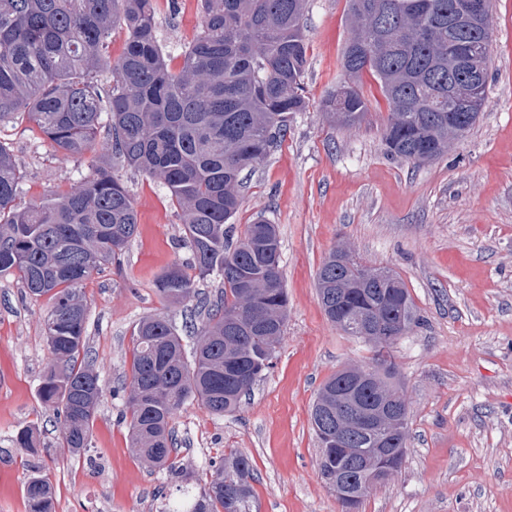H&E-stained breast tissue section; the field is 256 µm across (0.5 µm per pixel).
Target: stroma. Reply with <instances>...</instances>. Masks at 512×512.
<instances>
[{"instance_id": "1", "label": "stroma", "mask_w": 512, "mask_h": 512, "mask_svg": "<svg viewBox=\"0 0 512 512\" xmlns=\"http://www.w3.org/2000/svg\"><path fill=\"white\" fill-rule=\"evenodd\" d=\"M156 0L162 46L177 59L201 21L198 0ZM306 110L294 113L280 145L247 174L233 237L265 218L278 227L288 319L271 368L239 411L212 415L187 401L174 430L175 471L148 470L128 441L130 353L138 322L164 313L185 344L199 325L155 282L187 264L179 213L168 190L125 165L138 232L121 269L105 265L81 285L90 307L86 359L104 397L89 446L77 458L56 452L60 418L39 397L51 364L43 323L47 298L33 299L0 277V512H27L24 487L35 465L55 487L53 512H165L184 488L201 491L225 455L253 465L252 512H342L317 467L313 400L324 381L371 352L342 335L317 297V273L344 246L406 283L420 317L392 354L408 401L401 468L363 501L360 512H512V0H492L487 101L448 151L413 164L387 154L389 108L363 72L367 102L356 126L332 123L323 102L344 79L348 0H308ZM0 144L18 159L20 204L66 192L92 170V157L66 158L42 139L27 113L0 124ZM33 431L37 453L18 448Z\"/></svg>"}]
</instances>
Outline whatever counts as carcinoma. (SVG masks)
<instances>
[{"label": "carcinoma", "instance_id": "carcinoma-1", "mask_svg": "<svg viewBox=\"0 0 512 512\" xmlns=\"http://www.w3.org/2000/svg\"><path fill=\"white\" fill-rule=\"evenodd\" d=\"M306 0H200L201 23L171 66L157 36L154 0H0V122L26 112L46 141L74 158L102 149L92 175L69 192L20 206V164L0 144V276L49 297L44 335L52 364L40 386L63 417L60 451L88 447L104 395L100 376L80 359L89 307L79 285L119 260L137 232V215L112 163L160 180L184 224L196 276L178 264L157 280L172 304L196 296V280L216 272L222 291L200 300L206 320L192 354L165 315L137 326L129 375L131 448L148 467L174 470L173 422L190 399L213 415L240 408L271 368L288 317L276 225L260 218L239 240L230 227L244 189L242 173L263 161L306 107ZM464 0H349L351 34L342 50L345 76L325 103L333 122L354 126L367 105L358 79L369 71L390 114L387 153L410 163L448 150V85L467 57L488 71L492 30L449 21ZM126 31L117 60L106 55L112 30ZM109 122L102 125V114ZM327 318L374 349L366 367L336 372L320 387L311 424L320 442L321 478L342 505L358 512L374 480L397 472L407 445V401L394 382L390 348L418 324L404 280L362 265L348 249L332 251L317 275ZM357 407L336 398L367 369ZM380 418L374 433L355 428L356 409ZM341 435L339 445L327 437ZM252 465L231 454L208 487L169 512H250ZM28 512H51L54 487L34 467L24 487Z\"/></svg>", "mask_w": 512, "mask_h": 512}]
</instances>
